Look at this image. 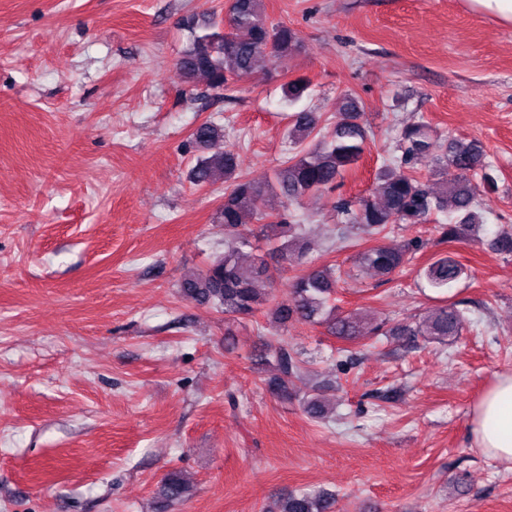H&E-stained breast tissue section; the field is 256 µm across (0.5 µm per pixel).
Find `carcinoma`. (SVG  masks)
<instances>
[{"instance_id":"1","label":"carcinoma","mask_w":512,"mask_h":512,"mask_svg":"<svg viewBox=\"0 0 512 512\" xmlns=\"http://www.w3.org/2000/svg\"><path fill=\"white\" fill-rule=\"evenodd\" d=\"M300 43L299 33L290 26L269 20L263 0H229L224 12L223 31L196 37L176 63L177 75L187 81L206 80L213 90L231 91L243 73L263 70L272 61H282ZM311 82L297 77L283 85V97L296 106L310 95ZM363 108L353 95L344 93L336 106V120L323 128L321 116L305 108L289 115L286 134L292 145L287 160L272 174L271 181L255 183L236 176L238 153L223 144L224 127L206 120L191 134L192 146L210 151L200 155L190 169L196 186L213 185L222 180L224 203L214 216V223L224 225V234L233 246L216 257L208 267L184 279L185 296L211 303L229 320L255 315L267 301L265 284L273 281L267 258L281 268L302 264L308 248L302 224L295 214L285 210L311 193H330L344 174L358 165L367 148L368 129L362 120ZM431 160L443 174L453 170L435 191L420 173V165ZM486 153L478 141L438 137L426 121L405 124L394 149L392 164L380 168L369 195L358 200L356 208L345 200L333 203L342 223L355 226L375 238L376 243L357 254L358 266L375 274L388 276L407 260L408 249L386 242L394 224L437 225L441 239L465 243L479 238L485 224L484 210L470 175L481 171L491 187L494 180L485 172ZM274 193L283 199V210H266L265 199ZM253 216L259 224L254 232L244 227L243 217ZM257 233L272 243L268 257H255L244 263L239 247L250 245L249 236ZM490 247L504 256L512 255V229L495 234ZM429 285L449 289L467 275L464 265L450 257H436L424 271ZM340 275L334 266H313L295 277L288 286V297L279 303L274 316L286 328L290 322L321 324L342 340L360 334V322L352 315H342L331 305ZM466 320L455 304L434 308L422 321L403 329L405 336H424L445 341L459 335ZM278 374L269 381L270 391L282 398L292 395L289 378L298 370V360L285 341L271 349ZM306 411L317 419L329 414V408L317 391L303 398ZM187 487L176 473L164 480L162 495L168 502L182 500ZM332 498L308 492H292L279 500L275 512H330Z\"/></svg>"}]
</instances>
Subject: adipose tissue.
Instances as JSON below:
<instances>
[{
	"mask_svg": "<svg viewBox=\"0 0 512 512\" xmlns=\"http://www.w3.org/2000/svg\"><path fill=\"white\" fill-rule=\"evenodd\" d=\"M473 444L486 456L512 462V373L501 375L474 406L469 420Z\"/></svg>",
	"mask_w": 512,
	"mask_h": 512,
	"instance_id": "ef3b65f1",
	"label": "adipose tissue"
}]
</instances>
